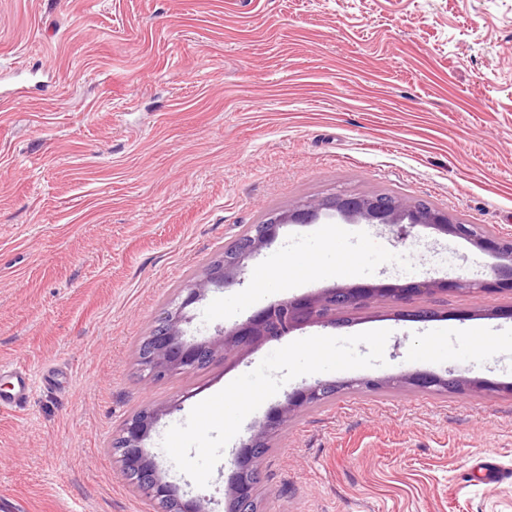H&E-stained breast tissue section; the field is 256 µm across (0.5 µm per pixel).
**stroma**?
<instances>
[{
  "label": "stroma",
  "mask_w": 512,
  "mask_h": 512,
  "mask_svg": "<svg viewBox=\"0 0 512 512\" xmlns=\"http://www.w3.org/2000/svg\"><path fill=\"white\" fill-rule=\"evenodd\" d=\"M11 65L50 86L0 97V392L13 369L36 380L26 409L0 410V503L154 512L113 444L134 414L170 405L146 450L179 497L224 512L236 452L313 376L244 420L206 487L165 453L168 429L290 341L384 329L385 366L322 378L388 387L343 391L273 438L259 512H512L510 292L376 302L162 382L138 365L180 288L298 201L390 193L512 236V0H0V69ZM491 263L430 228L323 214L281 228L240 284L188 306L185 339L277 300L485 280ZM479 336L491 350L477 352ZM416 372L492 389L400 383ZM487 463L498 482H483Z\"/></svg>",
  "instance_id": "obj_1"
}]
</instances>
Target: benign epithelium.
Segmentation results:
<instances>
[{
	"label": "benign epithelium",
	"instance_id": "1",
	"mask_svg": "<svg viewBox=\"0 0 512 512\" xmlns=\"http://www.w3.org/2000/svg\"><path fill=\"white\" fill-rule=\"evenodd\" d=\"M323 210L334 211L353 223L400 228L429 227L464 239L490 254L494 260L491 279L457 280L451 284L421 280L405 286H337L313 296L275 301L244 321L224 329L213 341L188 343L183 340L181 325L186 321L183 314L186 307L201 300L211 285L228 288L236 284L243 274L244 261L265 248L281 227L310 223ZM448 290L483 297L504 290L512 291V237L485 232L476 224L454 220L447 213L427 204L397 196L382 198L376 195L333 194L324 199L305 200L286 211L271 214L267 221L255 226L245 245L225 250L199 277L181 289L178 302L165 313L159 325L145 339L139 352V365L153 381L186 375L203 364L224 359L254 343L286 336L307 324L333 323L338 310H357L379 301L404 303L415 298L430 299ZM405 380L426 391L453 390L471 395H481L486 391L484 381L475 378L408 375ZM337 388L338 385L334 383L318 381L294 391L288 395L285 404L256 430L240 449L235 466L227 476L229 503L226 512H258L253 478L260 451L268 446L273 435L284 431L303 409L321 403ZM172 409L171 405L161 406L143 411L126 421L114 444L121 468L132 480L141 483L142 493L161 512H207L204 501L200 499H179L171 485L158 474L154 459L145 452L143 441L157 416Z\"/></svg>",
	"mask_w": 512,
	"mask_h": 512
}]
</instances>
